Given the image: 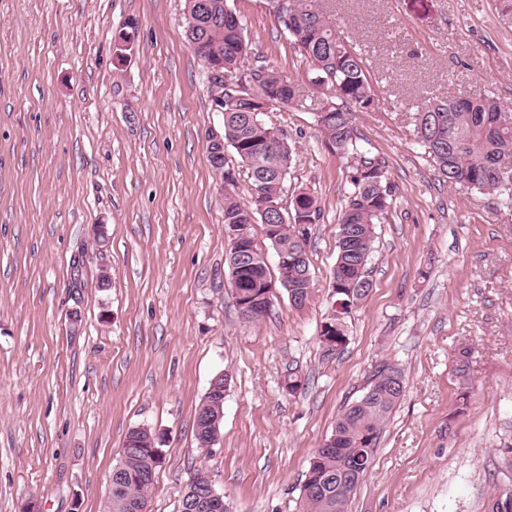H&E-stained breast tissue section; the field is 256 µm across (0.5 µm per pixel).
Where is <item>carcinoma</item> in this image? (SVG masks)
Masks as SVG:
<instances>
[{
	"instance_id": "obj_1",
	"label": "carcinoma",
	"mask_w": 512,
	"mask_h": 512,
	"mask_svg": "<svg viewBox=\"0 0 512 512\" xmlns=\"http://www.w3.org/2000/svg\"><path fill=\"white\" fill-rule=\"evenodd\" d=\"M226 0H185V13L198 16V25L187 27L186 37L194 54L207 66L237 73L247 66L250 44L241 21L227 18ZM276 24L307 60L316 86L336 92L341 104L326 101L314 111L316 125L326 144L346 162L348 189L339 222L336 263L333 273L332 310L324 334L337 346L345 344L347 322L352 308L366 293L358 285L366 279V266L375 242V226L388 218L393 208V188L385 162L372 155L352 123V111H369L378 98L372 79L360 55L347 45L316 0H288V11ZM247 100L238 106H224V147L232 148L238 164L247 171L251 197L243 202L236 194V172L227 156L208 159L224 177V224L248 225L244 250L252 251L242 266L234 254L227 257L235 304L242 321L260 323L270 306L262 300L264 286L272 283L264 254L255 249L253 224L264 225L266 238L274 248L288 252V261L278 266L280 285L293 290L301 300L309 298L312 276L309 259L293 260V253L308 254L310 236H301L295 225L312 230L321 218L315 197L302 192L291 201L294 222L281 223L277 209L260 212L256 200L280 203L283 182L293 160L287 136L264 122V103L285 107L298 103L295 87L279 70L265 64L254 66ZM415 132L433 159L440 176L484 194L505 195L512 201V111L494 98L469 96L432 97L417 110ZM402 371L382 362L376 368L369 389L337 417L327 443L309 459L301 487L300 512H347L348 504L372 464L383 427L403 396ZM215 412L199 403L195 414L197 443L220 432L212 426ZM120 459L112 469L110 512H142L147 507L162 455H154L151 431L136 427L128 431ZM212 483L203 468L195 470L183 496L205 491Z\"/></svg>"
}]
</instances>
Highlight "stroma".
I'll return each instance as SVG.
<instances>
[{
  "label": "stroma",
  "mask_w": 512,
  "mask_h": 512,
  "mask_svg": "<svg viewBox=\"0 0 512 512\" xmlns=\"http://www.w3.org/2000/svg\"><path fill=\"white\" fill-rule=\"evenodd\" d=\"M227 3L250 61L299 90L264 116L294 149L281 204L307 191L322 212L308 300L275 287L258 326L235 307L207 160L224 115L184 0H0V512H105L138 426L163 452L147 512H178L200 467L230 512H299L312 453L383 361L404 396L348 512H486L512 488V203L439 178L413 117L432 95L512 107V27L495 0H324L372 78L379 104L352 120L394 196L371 291L328 359L347 181L313 110L335 93L312 86L268 0ZM221 373V435L204 449L195 409Z\"/></svg>",
  "instance_id": "obj_1"
}]
</instances>
